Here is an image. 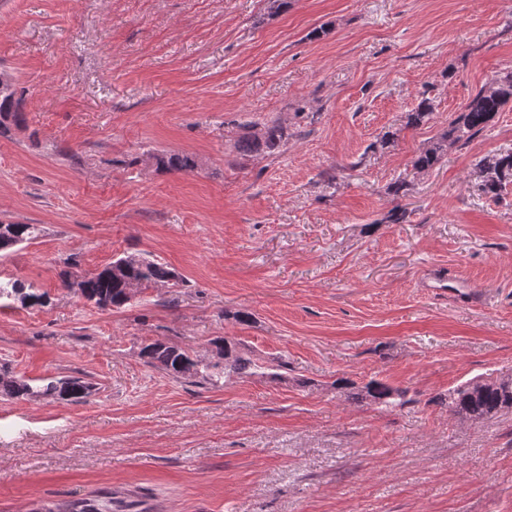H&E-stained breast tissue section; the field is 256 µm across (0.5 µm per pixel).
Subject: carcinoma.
Instances as JSON below:
<instances>
[{
  "label": "carcinoma",
  "mask_w": 512,
  "mask_h": 512,
  "mask_svg": "<svg viewBox=\"0 0 512 512\" xmlns=\"http://www.w3.org/2000/svg\"><path fill=\"white\" fill-rule=\"evenodd\" d=\"M512 101V71L491 78L474 95L458 117L451 122L448 131L429 141L415 158L414 168L420 172L434 167L448 152V145L466 143L469 139L486 130L505 105ZM20 101L16 97L14 78L0 80V131L9 129L10 124L19 121ZM432 114L429 101L423 100L414 111L408 113L407 126L418 127ZM288 141L286 128L278 121H271L259 130L249 128L238 140V147L246 153L276 155L282 152ZM159 164L172 171H191L196 162L189 155L174 154L159 158ZM482 191L492 198L500 195L503 187L512 183V151H507L477 161ZM40 228L37 224L0 222V252L10 253L15 248L37 239ZM65 287L99 308H121L130 302L129 292L150 286L177 285V276L166 264L141 255L121 257L95 275L80 280H71L62 274ZM13 298L27 306L42 305L46 294L25 286L17 279L0 280V299ZM224 363L206 362L192 358L178 346L157 340L141 349L146 362L165 372L174 379L199 378L210 385H217L232 375H268L266 367L258 361L236 351L229 341L220 349ZM92 392V384L82 377L62 376L41 379L32 384L0 374V396L10 398L51 397L71 403H80ZM403 392L380 381L368 383L357 397L381 407L400 404ZM449 411L466 421L481 423L512 410V385L486 383L472 388L464 382L448 391Z\"/></svg>",
  "instance_id": "1"
}]
</instances>
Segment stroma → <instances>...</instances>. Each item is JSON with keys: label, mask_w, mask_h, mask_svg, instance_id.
<instances>
[{"label": "stroma", "mask_w": 512, "mask_h": 512, "mask_svg": "<svg viewBox=\"0 0 512 512\" xmlns=\"http://www.w3.org/2000/svg\"><path fill=\"white\" fill-rule=\"evenodd\" d=\"M0 70L22 112L0 221L42 230L0 279L47 294L0 301V367L94 385L0 396V512H512V411H448L457 385L512 376V184L489 197L475 168L512 150V104L413 166L512 70V0H0ZM272 120L280 154L236 148ZM170 154L199 166L157 167ZM131 254L180 286L102 310L61 285ZM218 338L287 367L212 387L140 355L213 361ZM373 380L403 405L351 399Z\"/></svg>", "instance_id": "stroma-1"}]
</instances>
